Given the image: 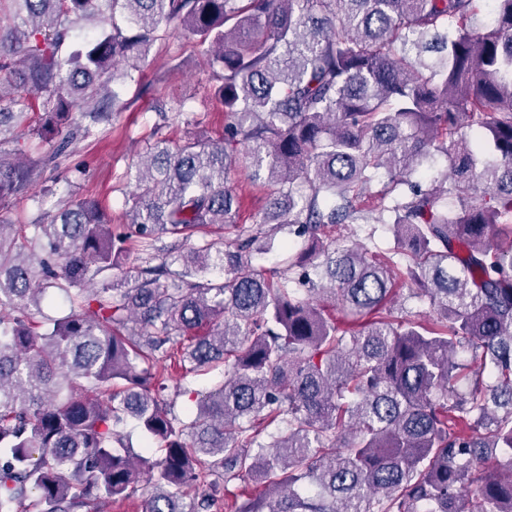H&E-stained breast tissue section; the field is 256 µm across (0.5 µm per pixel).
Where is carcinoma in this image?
<instances>
[{
  "mask_svg": "<svg viewBox=\"0 0 512 512\" xmlns=\"http://www.w3.org/2000/svg\"><path fill=\"white\" fill-rule=\"evenodd\" d=\"M6 12L0 102L35 94L41 125L0 111V208L109 121L113 84L172 25L218 67L226 122L222 143L147 148L125 233L90 200L37 208L29 237L0 219V512H102L138 491L142 512H512V0ZM63 127L33 164L7 148ZM439 157L449 173L419 179ZM240 166L269 207L251 224L227 186ZM362 224L390 225L393 247L367 249ZM284 226L307 244L258 264ZM208 228L229 237L182 252ZM133 245L148 260L116 288ZM50 291L69 312L39 324ZM170 362L224 366L183 418L158 395Z\"/></svg>",
  "mask_w": 512,
  "mask_h": 512,
  "instance_id": "obj_1",
  "label": "carcinoma"
}]
</instances>
